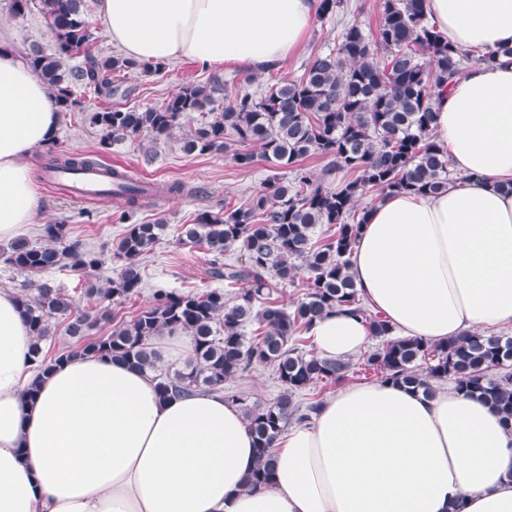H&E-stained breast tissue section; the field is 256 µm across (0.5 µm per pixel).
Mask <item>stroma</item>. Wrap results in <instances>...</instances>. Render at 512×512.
<instances>
[{"mask_svg":"<svg viewBox=\"0 0 512 512\" xmlns=\"http://www.w3.org/2000/svg\"><path fill=\"white\" fill-rule=\"evenodd\" d=\"M10 0H0V49H9L19 56H26L32 45L45 51L55 47L54 38L38 9H31L23 16H14ZM360 21L365 28L376 27L380 20V0H350L344 13L328 19H315L310 34L301 51L286 60L274 72L257 74L255 82L247 85V92L262 95L274 80L288 79L302 73L314 54L334 47L341 28L352 21ZM213 72L192 60L183 59L170 64L158 74L133 71L125 82L131 94L128 105L150 107L161 104L182 84H203L213 79ZM104 101L94 93L83 98V109L60 117L54 137L57 150L85 154L98 158L103 164L123 166L147 181L181 182L186 194L172 196L157 203L145 205L134 213L135 221L163 218L167 228L154 250L143 260L144 287L135 300L114 306L116 320L130 319L133 312L147 307L156 289L200 291L215 287L209 276V264L202 249L180 244L178 236L182 225L192 223L198 213L223 212L226 207L247 202L270 174L264 161H257L248 169L239 168L230 154H187L181 149L182 131H175L171 138L154 144L151 159H144L138 144L126 142L102 149L100 133L85 119L86 113L103 108ZM35 188L40 197L36 219L26 232L28 240H37L46 224H64L69 236L82 240L87 246L104 254L100 277H116L122 262L115 258V243L122 227L113 218L125 210L123 200L101 197L81 202L73 199L67 190L47 182L42 177L44 162L41 150H34L28 159ZM48 281L73 292L80 287L76 273L53 271L32 274L0 262V287L23 291L25 286ZM225 389L248 396L249 399L268 401L281 391L273 366L257 365L249 371L225 382Z\"/></svg>","mask_w":512,"mask_h":512,"instance_id":"1","label":"stroma"}]
</instances>
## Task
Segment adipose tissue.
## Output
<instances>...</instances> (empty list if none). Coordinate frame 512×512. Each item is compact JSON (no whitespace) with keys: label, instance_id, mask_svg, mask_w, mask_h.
I'll use <instances>...</instances> for the list:
<instances>
[{"label":"adipose tissue","instance_id":"adipose-tissue-1","mask_svg":"<svg viewBox=\"0 0 512 512\" xmlns=\"http://www.w3.org/2000/svg\"><path fill=\"white\" fill-rule=\"evenodd\" d=\"M450 45H512V0H425ZM316 0H98L124 57L223 72L298 53ZM60 122L29 64L0 51V241L39 209L26 159ZM458 176L445 192L371 204L350 272L394 335L427 342L512 327V64L468 70L436 105ZM315 351L370 339L346 309L317 319ZM18 294L0 287V512H512V431L478 399L381 381L339 389L276 442L272 484L245 483L254 437L220 390L164 398L154 372L74 356L42 373Z\"/></svg>","mask_w":512,"mask_h":512}]
</instances>
